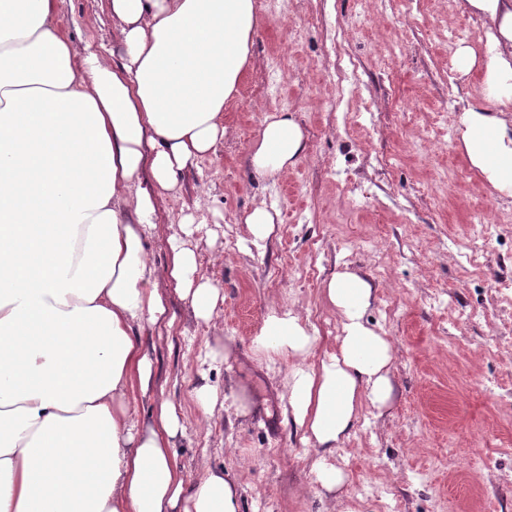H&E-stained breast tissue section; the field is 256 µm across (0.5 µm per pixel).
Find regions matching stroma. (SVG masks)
I'll use <instances>...</instances> for the list:
<instances>
[{
    "instance_id": "35a3bbf8",
    "label": "stroma",
    "mask_w": 512,
    "mask_h": 512,
    "mask_svg": "<svg viewBox=\"0 0 512 512\" xmlns=\"http://www.w3.org/2000/svg\"><path fill=\"white\" fill-rule=\"evenodd\" d=\"M252 57L224 107L226 134L179 189L155 197L148 254L172 261L169 240L190 216L198 274L220 290L210 321L188 300L156 286L173 326L145 327L153 363L147 391L130 407L144 423L162 403L182 428L172 441L187 486L207 470L229 474L238 512H379L360 485L384 487L394 512H512V401L485 396L481 383L512 389L497 347L512 328V193L469 162L462 108L481 101L485 67L461 74L459 46L485 56L496 29L464 0H255ZM62 30L123 48L112 38L110 0H56ZM344 66L350 78L329 77ZM484 110L496 113L491 102ZM285 112L302 128L306 153L273 176H258L251 147L267 117ZM278 212L265 247L243 222L255 202ZM375 287L370 325L389 339L390 403L363 412L332 458L346 475L335 499L313 481L301 433L284 417L287 359L253 344L265 317L296 308L316 314L322 358L336 335L323 297L332 273ZM244 386L248 415H224L225 395ZM217 400L203 415L196 392Z\"/></svg>"
}]
</instances>
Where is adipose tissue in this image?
I'll return each mask as SVG.
<instances>
[{
  "mask_svg": "<svg viewBox=\"0 0 512 512\" xmlns=\"http://www.w3.org/2000/svg\"><path fill=\"white\" fill-rule=\"evenodd\" d=\"M28 12L0 0V512H237V491L211 471L193 488L169 452L173 406L140 423L128 393L147 388L144 327L173 324L155 283L210 320L219 290L197 276L192 249L172 244L158 271L147 253L155 195L223 140L224 106L252 54L255 0H111L124 53L75 49L56 25V0ZM496 27L484 99L512 112V0H466ZM468 158L512 191V122L471 106ZM300 125L272 116L251 164L272 175L303 156ZM150 181H143V174ZM333 350L319 363L307 315H267L257 351L285 356L288 411L315 483L346 477L327 459L364 407L391 400L390 342L364 319L373 289L343 271L326 282Z\"/></svg>",
  "mask_w": 512,
  "mask_h": 512,
  "instance_id": "adipose-tissue-1",
  "label": "adipose tissue"
}]
</instances>
